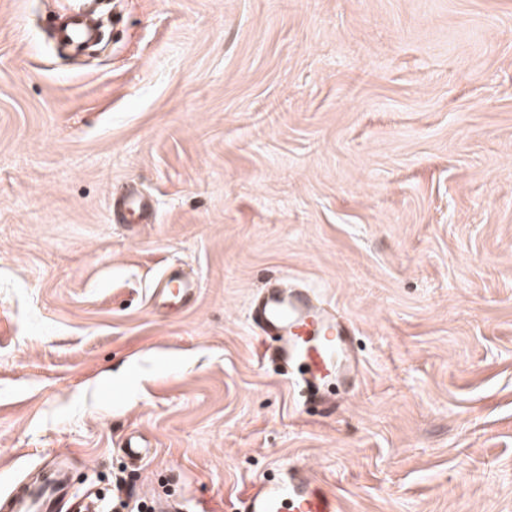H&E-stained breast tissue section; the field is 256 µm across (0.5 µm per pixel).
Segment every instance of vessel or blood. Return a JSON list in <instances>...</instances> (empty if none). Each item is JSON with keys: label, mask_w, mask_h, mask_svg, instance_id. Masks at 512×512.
Segmentation results:
<instances>
[{"label": "vessel or blood", "mask_w": 512, "mask_h": 512, "mask_svg": "<svg viewBox=\"0 0 512 512\" xmlns=\"http://www.w3.org/2000/svg\"><path fill=\"white\" fill-rule=\"evenodd\" d=\"M60 38L79 46L89 38L82 0H72ZM196 287L175 282L160 289L162 302H189ZM250 319L260 336L273 340L271 356L283 365L301 363L302 383L319 397L340 381L342 362L350 358V329L335 310L315 305L308 292L269 285L255 298ZM70 476L58 466L39 481L17 484L0 502L5 512H60ZM239 512H342L335 494L311 468H289L255 487L240 502Z\"/></svg>", "instance_id": "b4317fda"}]
</instances>
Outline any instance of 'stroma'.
<instances>
[{
  "label": "stroma",
  "mask_w": 512,
  "mask_h": 512,
  "mask_svg": "<svg viewBox=\"0 0 512 512\" xmlns=\"http://www.w3.org/2000/svg\"><path fill=\"white\" fill-rule=\"evenodd\" d=\"M38 8L0 0V493L62 460L235 512L306 465L345 512H512V0H120L85 64ZM274 279L355 329L329 404L262 356ZM175 283L174 285H172ZM197 287L188 281H174L170 280L167 283V288H161L159 294L161 296L162 304L167 307L166 302H183L187 303L194 296Z\"/></svg>",
  "instance_id": "1"
}]
</instances>
